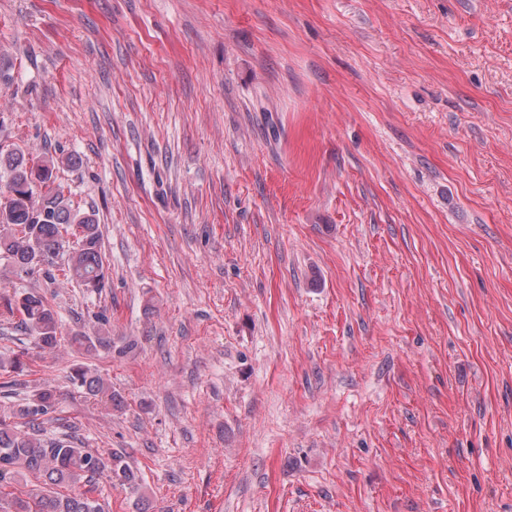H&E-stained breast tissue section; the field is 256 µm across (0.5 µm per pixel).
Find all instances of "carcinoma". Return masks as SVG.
I'll use <instances>...</instances> for the list:
<instances>
[{"instance_id": "1", "label": "carcinoma", "mask_w": 512, "mask_h": 512, "mask_svg": "<svg viewBox=\"0 0 512 512\" xmlns=\"http://www.w3.org/2000/svg\"><path fill=\"white\" fill-rule=\"evenodd\" d=\"M55 163L38 166L20 151L0 152V260L18 275L42 272L49 279L59 271L68 282L90 292L106 286L99 224L93 215L74 209L62 192L35 191L38 184L52 182ZM0 317L19 327L42 351L54 350L62 335L57 312L46 297L34 290L0 296ZM98 317L95 336L76 332L70 345L90 352L111 346L106 325ZM26 350L0 354V370L19 371ZM74 381L93 397L112 400V389L99 375L78 367ZM53 389L34 391L25 402L0 415V502L7 512H105L91 496L96 480L137 489L138 476L120 456L83 448L67 438L47 440L42 422L55 411ZM34 480L38 488L25 494L10 490L19 480Z\"/></svg>"}]
</instances>
